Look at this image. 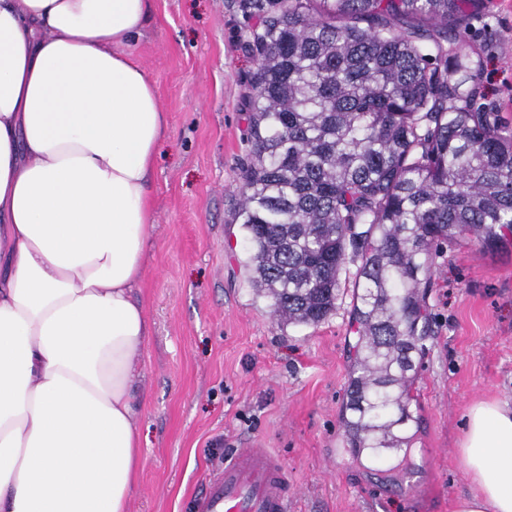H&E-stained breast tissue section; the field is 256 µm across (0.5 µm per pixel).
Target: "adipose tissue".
<instances>
[{
  "label": "adipose tissue",
  "instance_id": "adipose-tissue-1",
  "mask_svg": "<svg viewBox=\"0 0 512 512\" xmlns=\"http://www.w3.org/2000/svg\"><path fill=\"white\" fill-rule=\"evenodd\" d=\"M150 0H0V512H129L133 298L167 129L129 46ZM456 512H512V403L465 415Z\"/></svg>",
  "mask_w": 512,
  "mask_h": 512
}]
</instances>
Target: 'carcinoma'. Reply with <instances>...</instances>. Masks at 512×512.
I'll list each match as a JSON object with an SVG mask.
<instances>
[{
	"instance_id": "cac0c4a2",
	"label": "carcinoma",
	"mask_w": 512,
	"mask_h": 512,
	"mask_svg": "<svg viewBox=\"0 0 512 512\" xmlns=\"http://www.w3.org/2000/svg\"><path fill=\"white\" fill-rule=\"evenodd\" d=\"M474 6L277 0L252 33V150L235 214L250 283L279 321L316 325L357 264L343 431L376 459L413 438L433 251L512 240V128L477 105L481 60L448 37Z\"/></svg>"
}]
</instances>
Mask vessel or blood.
<instances>
[{
    "label": "vessel or blood",
    "instance_id": "b4317fda",
    "mask_svg": "<svg viewBox=\"0 0 512 512\" xmlns=\"http://www.w3.org/2000/svg\"><path fill=\"white\" fill-rule=\"evenodd\" d=\"M192 512H288V481L263 448L237 450L190 500Z\"/></svg>",
    "mask_w": 512,
    "mask_h": 512
}]
</instances>
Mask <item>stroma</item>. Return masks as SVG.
Instances as JSON below:
<instances>
[{
  "instance_id": "1",
  "label": "stroma",
  "mask_w": 512,
  "mask_h": 512,
  "mask_svg": "<svg viewBox=\"0 0 512 512\" xmlns=\"http://www.w3.org/2000/svg\"><path fill=\"white\" fill-rule=\"evenodd\" d=\"M259 17L252 0H151L130 46L168 129L135 290L150 337L135 374L144 462L129 512H188L235 448L276 456L288 512H455L469 491L458 460L467 409L512 402V244L439 249L410 405L416 437L397 467L354 456L342 429L354 278L342 279L327 321L282 323L249 282L234 222ZM451 38L482 56L477 101L512 126V0H485Z\"/></svg>"
}]
</instances>
